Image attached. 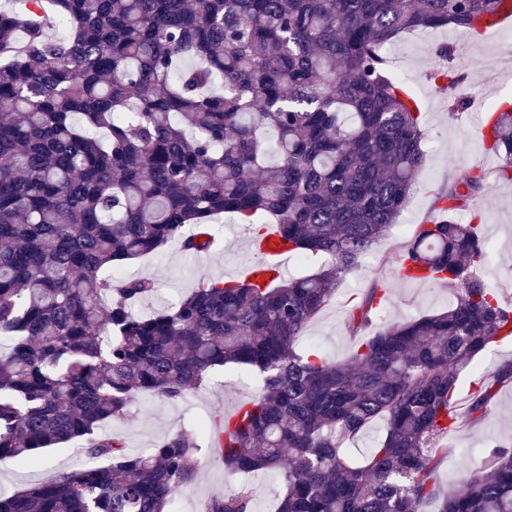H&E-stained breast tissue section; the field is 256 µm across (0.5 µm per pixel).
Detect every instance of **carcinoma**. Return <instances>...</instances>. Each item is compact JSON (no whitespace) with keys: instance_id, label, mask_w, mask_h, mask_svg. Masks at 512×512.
Masks as SVG:
<instances>
[{"instance_id":"carcinoma-1","label":"carcinoma","mask_w":512,"mask_h":512,"mask_svg":"<svg viewBox=\"0 0 512 512\" xmlns=\"http://www.w3.org/2000/svg\"><path fill=\"white\" fill-rule=\"evenodd\" d=\"M20 2L0 10V460L36 464L78 440L88 465L0 494V512H170L197 479L199 438L132 450L105 427L138 395L180 399L221 368L259 384L240 419L224 418V466L281 472L277 512H512L501 445L436 495L458 371L512 323L478 274L488 251L474 224L491 181H512V99L486 116L483 146L502 165L443 185L447 218L416 225L397 261L453 285L448 309L382 323L373 287L347 303L358 343L345 361L297 346L396 224L424 161L422 104L383 47L418 28L473 31L501 0ZM428 77L467 82L449 66ZM224 213L275 225L290 254L324 266L261 286L203 277L148 316L135 308L151 277H103L173 241L217 248L209 221ZM509 384L512 362L489 371L469 417ZM376 420L373 448L351 458ZM251 497L241 484L199 512H251Z\"/></svg>"}]
</instances>
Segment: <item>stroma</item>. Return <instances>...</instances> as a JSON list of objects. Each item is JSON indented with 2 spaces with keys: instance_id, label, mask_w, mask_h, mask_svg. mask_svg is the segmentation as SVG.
Segmentation results:
<instances>
[{
  "instance_id": "1",
  "label": "stroma",
  "mask_w": 512,
  "mask_h": 512,
  "mask_svg": "<svg viewBox=\"0 0 512 512\" xmlns=\"http://www.w3.org/2000/svg\"><path fill=\"white\" fill-rule=\"evenodd\" d=\"M447 45L451 58L436 55L437 47ZM392 75L403 79L423 103L424 165L399 221L425 224L438 218L432 194L435 184L464 176L475 165L496 169L498 158L487 153L481 142L478 116L495 101L512 97V42L503 34L476 41L454 27L422 29L393 39L387 45ZM453 65L464 69L468 81L464 92L470 100L467 111L454 115L448 109V94L440 90L428 74L437 67ZM483 215L479 231L490 246L485 277L495 288L500 303L512 307V182L495 181L477 200ZM221 241L220 249L189 255L178 244L166 245L159 254H150L112 271L113 276L133 278L151 275L157 285L155 296L140 307L149 313L188 295L200 275L237 280L255 257L248 250L251 230L236 218L224 214L212 223ZM405 243L397 231H390L374 250L351 272L341 276L335 297L304 330L302 346L316 347L336 361L345 360L355 341L346 329V302L364 289L380 285L386 301L382 319L391 323L442 311L451 297L448 286L435 282L407 284L397 281L394 267ZM512 361V341L499 342L478 355L476 361L459 372L456 396L460 414L448 435V454L438 470V485L448 490L455 486L465 464L480 461L486 448L512 442V386L497 392L489 413L479 423H471L465 411L473 392L481 382L484 369ZM253 387L241 384L235 371H214L198 391L178 400L142 394L133 403L128 416L113 421L110 431L120 433L129 447H151L155 440L169 433L189 429L198 422H212L217 410H226L238 400L250 399ZM46 464L21 467L7 461L0 465V492L12 493L43 481L50 476L76 469L83 457L76 443L70 442L46 451ZM249 483L253 490V512H275L282 490L278 475L254 472L243 475L228 471L223 459L212 449H205L204 463L193 486L179 494L172 512H197L200 501Z\"/></svg>"
}]
</instances>
